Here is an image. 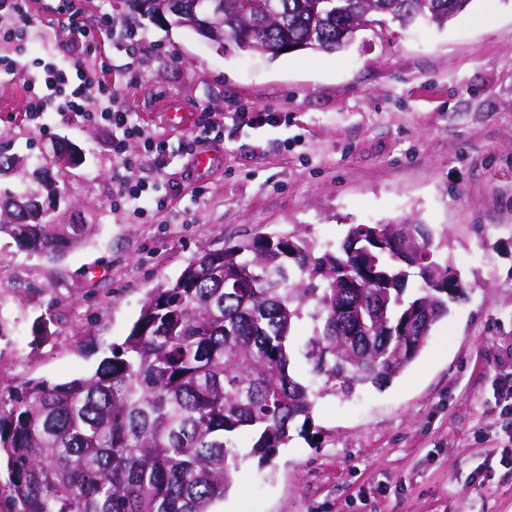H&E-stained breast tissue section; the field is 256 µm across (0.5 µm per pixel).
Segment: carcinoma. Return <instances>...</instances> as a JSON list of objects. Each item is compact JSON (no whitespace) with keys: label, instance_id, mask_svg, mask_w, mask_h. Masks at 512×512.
<instances>
[{"label":"carcinoma","instance_id":"1","mask_svg":"<svg viewBox=\"0 0 512 512\" xmlns=\"http://www.w3.org/2000/svg\"><path fill=\"white\" fill-rule=\"evenodd\" d=\"M195 0H123L129 16ZM221 0L224 30L191 26L219 47L276 58L332 53L365 25L426 17L443 26L472 0ZM40 194H0V237L58 260L91 224H50ZM424 224H353L337 247L292 233L208 249L155 288L124 343L96 371L28 382L0 397V451L13 512H217L241 457L271 460L316 400L390 384L418 357L466 288ZM310 311H305V308ZM309 313L303 356L315 390L291 370L290 336Z\"/></svg>","mask_w":512,"mask_h":512}]
</instances>
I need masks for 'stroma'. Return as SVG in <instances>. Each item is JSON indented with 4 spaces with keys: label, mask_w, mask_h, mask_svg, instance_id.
<instances>
[{
    "label": "stroma",
    "mask_w": 512,
    "mask_h": 512,
    "mask_svg": "<svg viewBox=\"0 0 512 512\" xmlns=\"http://www.w3.org/2000/svg\"><path fill=\"white\" fill-rule=\"evenodd\" d=\"M25 0L0 10V149L23 156L0 190L39 178L50 220L93 224L85 246L53 262L0 239V397L25 382L91 374L123 343L153 288L203 250L296 231L339 244L352 224L429 225L466 283L412 364L382 388L318 400L312 424L272 462L240 461L223 512H512V0H472L445 26L418 18L362 32L346 51L277 58L216 48L192 29L128 26L112 0ZM111 32H102L104 16ZM98 32L120 102L168 142L130 173L154 182L164 210L114 208L111 127L56 113L26 116L37 58L80 55L58 30ZM224 142L198 172L181 144L202 108ZM239 112L279 122L240 124Z\"/></svg>",
    "instance_id": "35a3bbf8"
}]
</instances>
